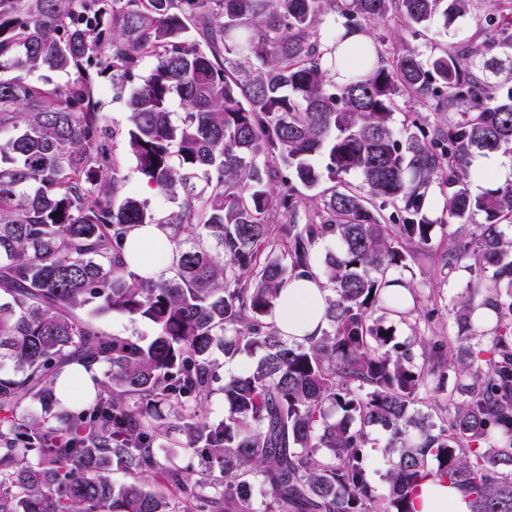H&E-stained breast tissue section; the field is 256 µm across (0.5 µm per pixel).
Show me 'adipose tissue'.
Returning <instances> with one entry per match:
<instances>
[{
    "mask_svg": "<svg viewBox=\"0 0 512 512\" xmlns=\"http://www.w3.org/2000/svg\"><path fill=\"white\" fill-rule=\"evenodd\" d=\"M161 233L155 225L138 227L131 242L138 260L154 278L167 274L161 255ZM328 288L316 278H292L282 287L273 319L289 339L320 335ZM415 512H470L469 500L458 489L437 482L424 483L415 499Z\"/></svg>",
    "mask_w": 512,
    "mask_h": 512,
    "instance_id": "1",
    "label": "adipose tissue"
}]
</instances>
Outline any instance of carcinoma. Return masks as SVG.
Returning a JSON list of instances; mask_svg holds the SVG:
<instances>
[{
  "label": "carcinoma",
  "instance_id": "obj_1",
  "mask_svg": "<svg viewBox=\"0 0 512 512\" xmlns=\"http://www.w3.org/2000/svg\"><path fill=\"white\" fill-rule=\"evenodd\" d=\"M473 2L0 0V128L16 130L0 142V364L12 365L0 376V512H254L253 477L266 512H413L427 481L461 488L471 512H512V240L502 230L512 183L475 194L469 171L475 153L512 152V88L477 75L512 69V12L486 16L482 47L425 60L403 45L387 57L374 43L344 46L380 23L446 30ZM330 12L345 32L324 43ZM146 56L155 65L142 79ZM342 67L338 83L330 70ZM35 68L75 78L47 88L21 75ZM97 78L141 79L126 129L106 123ZM401 96L468 107L431 139L423 118L408 117L400 140ZM119 137L143 183L178 211L124 190ZM352 172L362 189L322 187ZM436 179L448 188L441 223L484 214L470 239L450 235L448 268L468 259L492 274L454 307L455 357L431 346L418 362L370 311L405 314L385 275L406 265V245L429 244ZM301 186L318 190L320 210L301 227L268 223L279 207L296 217ZM373 198L396 208L395 234ZM145 224L167 243L158 281L128 256ZM275 234L288 240L280 255ZM324 240L336 243L323 259L328 329L290 342L269 316L289 278L318 276L310 257ZM114 312L150 323L152 340L96 325ZM215 347L227 362L261 352L224 381L217 422L203 414ZM70 365L100 375L64 408L57 384ZM449 370L464 399L437 430L412 408L425 379L441 387ZM376 427L388 432L381 496L364 452ZM160 439L200 453L209 483L163 464ZM114 466L131 481L115 487ZM156 475L183 494L180 508L147 487Z\"/></svg>",
  "mask_w": 512,
  "mask_h": 512
}]
</instances>
